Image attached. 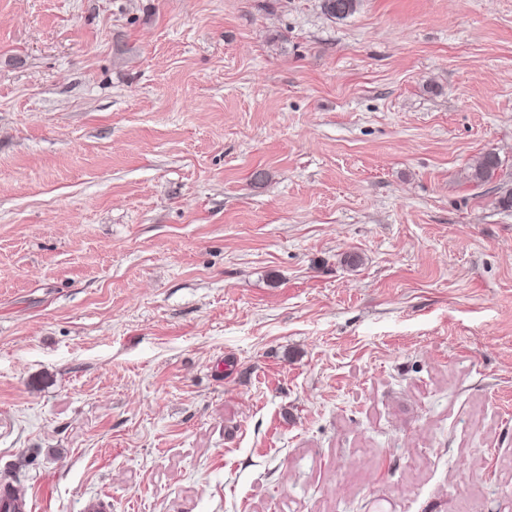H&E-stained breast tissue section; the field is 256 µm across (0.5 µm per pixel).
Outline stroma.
I'll return each mask as SVG.
<instances>
[{
	"label": "stroma",
	"instance_id": "obj_1",
	"mask_svg": "<svg viewBox=\"0 0 512 512\" xmlns=\"http://www.w3.org/2000/svg\"><path fill=\"white\" fill-rule=\"evenodd\" d=\"M508 189L512 0H0V478L512 512ZM361 0H321L324 15L331 19L344 20L357 11ZM500 163V158L495 152H485L471 165L469 177L478 181H486L492 177Z\"/></svg>",
	"mask_w": 512,
	"mask_h": 512
}]
</instances>
